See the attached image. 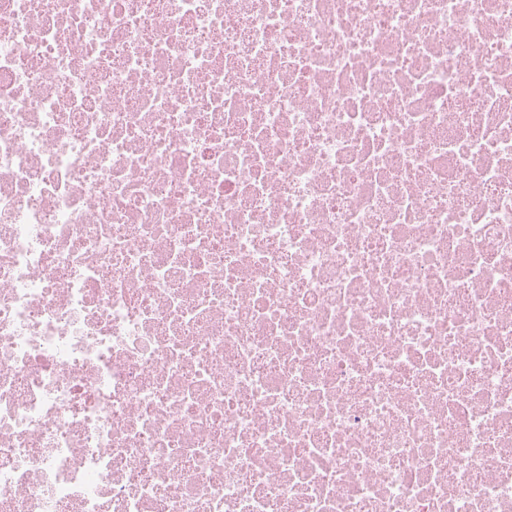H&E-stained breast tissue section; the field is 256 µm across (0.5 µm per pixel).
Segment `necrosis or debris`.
I'll return each mask as SVG.
<instances>
[{"label": "necrosis or debris", "instance_id": "obj_1", "mask_svg": "<svg viewBox=\"0 0 512 512\" xmlns=\"http://www.w3.org/2000/svg\"><path fill=\"white\" fill-rule=\"evenodd\" d=\"M0 512H512V0H0Z\"/></svg>", "mask_w": 512, "mask_h": 512}]
</instances>
